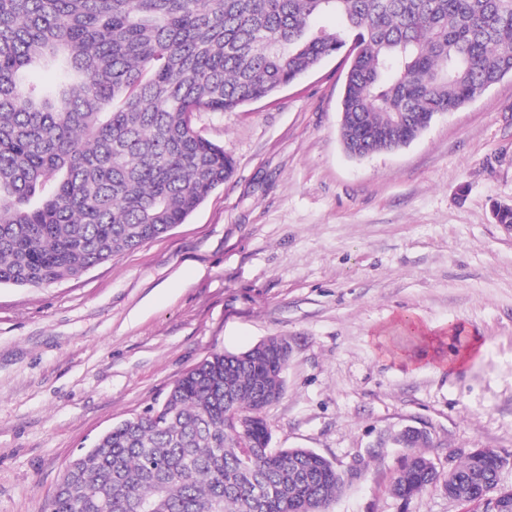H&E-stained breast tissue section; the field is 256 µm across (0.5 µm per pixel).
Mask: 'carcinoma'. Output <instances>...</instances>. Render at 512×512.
Segmentation results:
<instances>
[{"label": "carcinoma", "instance_id": "obj_1", "mask_svg": "<svg viewBox=\"0 0 512 512\" xmlns=\"http://www.w3.org/2000/svg\"><path fill=\"white\" fill-rule=\"evenodd\" d=\"M342 52L346 152L394 151L512 75V0H0V284L76 277L185 223L235 172L193 114ZM285 343L189 369L69 463L49 512H328L345 486L333 463L265 447ZM398 444L401 501L457 483L512 498L471 453L443 478Z\"/></svg>", "mask_w": 512, "mask_h": 512}]
</instances>
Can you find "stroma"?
<instances>
[{
  "instance_id": "1",
  "label": "stroma",
  "mask_w": 512,
  "mask_h": 512,
  "mask_svg": "<svg viewBox=\"0 0 512 512\" xmlns=\"http://www.w3.org/2000/svg\"><path fill=\"white\" fill-rule=\"evenodd\" d=\"M344 56L271 97L193 122L235 174L185 223L36 286L0 285V512H46L65 466L158 409L215 352L288 341L276 448L333 462L329 512H470L392 496L395 434L426 429L447 474L512 454V78L409 145L356 160L339 136ZM413 315L416 336L397 323ZM460 326L479 357L456 364Z\"/></svg>"
}]
</instances>
